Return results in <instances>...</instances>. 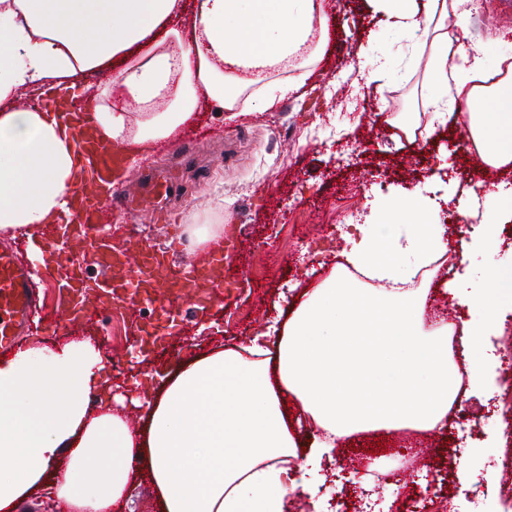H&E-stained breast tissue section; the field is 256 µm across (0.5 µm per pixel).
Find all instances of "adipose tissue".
I'll return each instance as SVG.
<instances>
[{
  "mask_svg": "<svg viewBox=\"0 0 512 512\" xmlns=\"http://www.w3.org/2000/svg\"><path fill=\"white\" fill-rule=\"evenodd\" d=\"M375 2L390 25L434 31L422 93L444 103L437 122L468 110L485 162L512 163V73L483 85L482 48L446 24L463 0ZM328 23V0H0V233L23 235L41 258L82 174L78 135L132 158L189 122L200 97L228 112L272 109L301 87L277 71L318 61ZM89 72L101 82L81 86ZM116 88L137 111L108 106ZM26 89L36 103L20 112L13 102ZM75 89L92 109L62 112ZM447 251L436 224L401 242L362 234L343 256L384 288L331 275L286 325L191 358L128 407L106 405L112 382L91 341L0 357V512L41 495L53 512H120L140 471L163 512H287L289 494L309 484L288 465L292 398L318 428L308 450L317 467L360 431L435 429L461 385L492 390L498 360L484 337L512 304V268L494 272L465 297L470 319L450 347L447 324L426 326L420 291L403 287L398 266L404 257L420 269ZM131 407L143 427L130 426Z\"/></svg>",
  "mask_w": 512,
  "mask_h": 512,
  "instance_id": "obj_1",
  "label": "adipose tissue"
}]
</instances>
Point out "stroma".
<instances>
[{
  "instance_id": "1",
  "label": "stroma",
  "mask_w": 512,
  "mask_h": 512,
  "mask_svg": "<svg viewBox=\"0 0 512 512\" xmlns=\"http://www.w3.org/2000/svg\"><path fill=\"white\" fill-rule=\"evenodd\" d=\"M333 6L321 59L312 66L294 62L285 72L302 82L299 95L245 115L201 101L188 131H204L205 140L154 143L145 201L112 211L114 219L136 225V239L146 245H175L203 226L220 225L225 234L238 235L224 263L234 287L196 288L171 304L109 301L90 318L45 273L35 283L37 299L50 309L66 305L67 320L37 337L49 343L91 339L122 393L157 389L163 374L190 354L234 348L273 318L288 321L297 302L283 300L282 291L301 293L329 277L338 239L365 223L377 197L399 188L416 201L411 222L385 214L369 228L395 237L409 223L436 224L443 211H458V200L445 198L449 177H459L463 189L471 188L473 173L491 190L504 181L512 185V173L458 149L455 122L427 132L434 107L421 89L432 33L387 26L369 0H334ZM458 28L468 42L484 47L489 69L497 68L502 55L512 56V0H465ZM356 40L386 62L380 83L358 96L348 79L359 63ZM153 204L169 209L168 221L150 222L146 208ZM464 403L480 416L481 430L452 417L417 445L441 469L464 466L466 478L443 490L433 484L431 471L421 470L409 489L386 486L385 512H398L404 494L432 499L443 491L458 512H498L492 474L503 452L490 436L501 417L485 396ZM394 439L391 433H358L342 440L334 456L381 458Z\"/></svg>"
}]
</instances>
